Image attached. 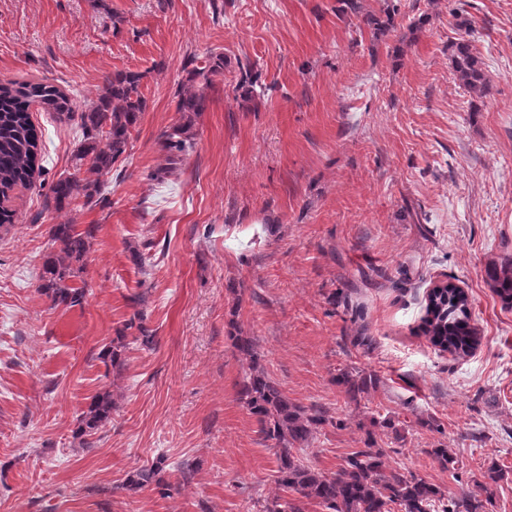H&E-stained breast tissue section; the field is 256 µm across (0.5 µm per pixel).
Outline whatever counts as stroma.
<instances>
[{
    "label": "stroma",
    "mask_w": 512,
    "mask_h": 512,
    "mask_svg": "<svg viewBox=\"0 0 512 512\" xmlns=\"http://www.w3.org/2000/svg\"><path fill=\"white\" fill-rule=\"evenodd\" d=\"M464 2L493 81L481 101L451 67L450 0H398L383 35L337 0H0V79L73 102L64 117L33 109L42 169L0 228V512H266L293 499L239 396L249 362L235 327L290 401L328 409L304 464L336 472L371 439L390 467L452 496L496 464L494 512H512V309L485 276L512 259V0ZM218 53L227 65L192 151L153 179L180 83ZM247 63L254 101L235 90ZM118 71L141 74L146 108L100 177L105 203L46 208L75 172L82 111ZM67 223L93 230L75 307L38 289L48 231ZM445 280L481 336L467 356L422 334ZM139 311L156 346L129 344L124 367L106 369L101 349ZM344 371L378 383L351 398ZM105 388L112 419L89 449L76 429ZM159 458L177 492L122 490Z\"/></svg>",
    "instance_id": "obj_1"
}]
</instances>
